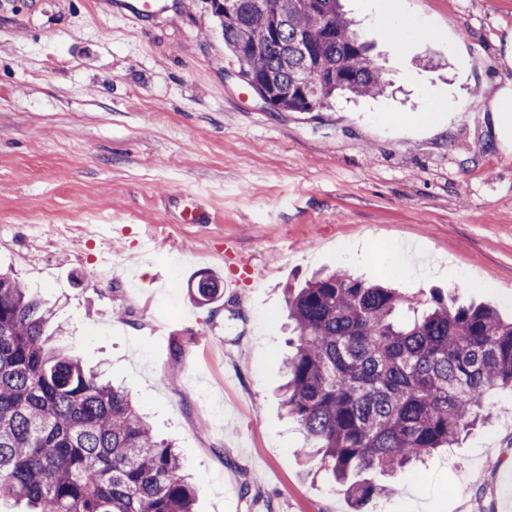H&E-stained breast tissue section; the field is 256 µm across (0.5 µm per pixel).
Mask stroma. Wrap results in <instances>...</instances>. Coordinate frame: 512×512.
Instances as JSON below:
<instances>
[{"mask_svg": "<svg viewBox=\"0 0 512 512\" xmlns=\"http://www.w3.org/2000/svg\"><path fill=\"white\" fill-rule=\"evenodd\" d=\"M112 2L0 0V266L175 444L194 512H352L281 408L284 289L342 269L512 315V150L488 111L512 0H343L388 87L315 112L257 96L210 0L137 22ZM194 203L212 223H180ZM205 273L237 295L191 297ZM491 411L363 512H504L512 395Z\"/></svg>", "mask_w": 512, "mask_h": 512, "instance_id": "35a3bbf8", "label": "stroma"}]
</instances>
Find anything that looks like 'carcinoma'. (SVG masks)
Instances as JSON below:
<instances>
[{"label":"carcinoma","instance_id":"obj_1","mask_svg":"<svg viewBox=\"0 0 512 512\" xmlns=\"http://www.w3.org/2000/svg\"><path fill=\"white\" fill-rule=\"evenodd\" d=\"M211 0L224 45L253 91L288 112L338 91L383 93L380 68L341 0ZM313 75L308 86L299 80ZM295 338L282 405L317 449L319 468L356 504L448 448L512 391V321L439 294L415 301L342 271L285 289ZM51 308L0 270V498L28 512H193L180 453L157 438L128 394L50 343Z\"/></svg>","mask_w":512,"mask_h":512}]
</instances>
